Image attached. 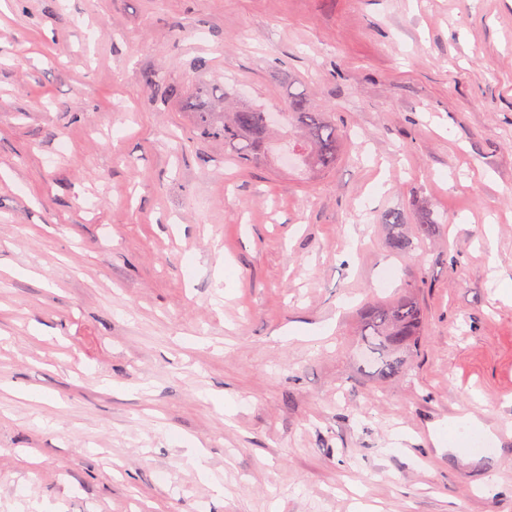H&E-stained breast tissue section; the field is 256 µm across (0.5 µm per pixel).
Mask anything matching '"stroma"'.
Wrapping results in <instances>:
<instances>
[{"label":"stroma","instance_id":"stroma-1","mask_svg":"<svg viewBox=\"0 0 512 512\" xmlns=\"http://www.w3.org/2000/svg\"><path fill=\"white\" fill-rule=\"evenodd\" d=\"M299 92L332 169L195 132ZM468 415L512 421V0H0V512H512ZM359 341L367 364L389 379L403 370L423 332V311L410 291L383 303L365 305L360 311Z\"/></svg>","mask_w":512,"mask_h":512}]
</instances>
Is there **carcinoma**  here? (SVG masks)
I'll use <instances>...</instances> for the list:
<instances>
[{
	"label": "carcinoma",
	"instance_id": "obj_1",
	"mask_svg": "<svg viewBox=\"0 0 512 512\" xmlns=\"http://www.w3.org/2000/svg\"><path fill=\"white\" fill-rule=\"evenodd\" d=\"M285 124L271 120V113L242 103L234 111L221 114L202 107L196 112L200 133L224 140V149L230 151L235 163L248 168L266 155L270 138L280 132L288 138V147L297 151L299 161L307 167L321 170L336 165L341 137L336 124L325 112L313 108L307 100L295 95L290 100ZM435 230L428 213L416 224L417 240L396 231L389 238L390 248L396 252L412 250L415 243H424ZM359 341L367 353V364L376 374L389 379L404 369L423 332V311L413 295L407 291L383 303L365 305L360 311Z\"/></svg>",
	"mask_w": 512,
	"mask_h": 512
}]
</instances>
